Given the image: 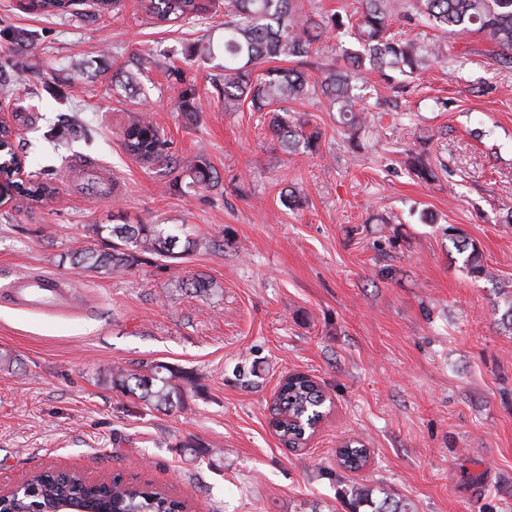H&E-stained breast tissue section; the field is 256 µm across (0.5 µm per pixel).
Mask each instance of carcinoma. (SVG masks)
<instances>
[{
    "label": "carcinoma",
    "instance_id": "cac0c4a2",
    "mask_svg": "<svg viewBox=\"0 0 512 512\" xmlns=\"http://www.w3.org/2000/svg\"><path fill=\"white\" fill-rule=\"evenodd\" d=\"M70 0H31L29 9L43 13H65ZM398 0H359L357 18L350 22L336 14L318 15L305 8L303 0H140V10L157 23H190L217 12L224 15V76L217 80L224 111L248 104L254 112L269 115V129L290 154L315 153L323 132L310 120L291 115L288 104L303 99H324L339 113L340 124L351 135L368 123L369 108L362 104L361 81L366 72H376L387 82L396 76L414 77L431 63L444 61L446 49L433 38H409L390 31ZM403 18L444 33L480 34L499 48L497 63L512 68V0H404ZM356 27V45L344 48L336 64L306 72L307 59L318 51L324 34L346 26ZM271 60L294 63L293 67L263 68ZM125 152L144 163H162L169 170L187 171L191 184L206 187L218 183V175L201 158L187 160L172 150V142L149 119L130 120L122 130ZM409 165L420 179L430 182L436 172L427 164L425 152L408 154ZM55 189L46 182L32 181L22 190L27 199L40 203ZM96 245L71 253L76 269H94L106 274L127 271L158 261L169 263L202 249L221 248L215 240L192 233L175 251L177 239L159 224H92L88 228ZM463 264L475 277L487 274L478 245L455 236ZM98 381L129 395L148 409L167 410L173 397L183 391L180 382H192L191 374L154 361L136 369L111 366L98 373ZM282 410L301 424L284 422L280 440L298 444L302 426L317 422L326 413V395L319 384L294 375L280 385ZM370 451L350 442L337 451L344 469H358ZM80 502L90 512H175L181 501L167 493L126 484L120 476L103 485H92L75 472L59 471L33 476L21 491L4 499L0 512H56L63 502Z\"/></svg>",
    "mask_w": 512,
    "mask_h": 512
}]
</instances>
